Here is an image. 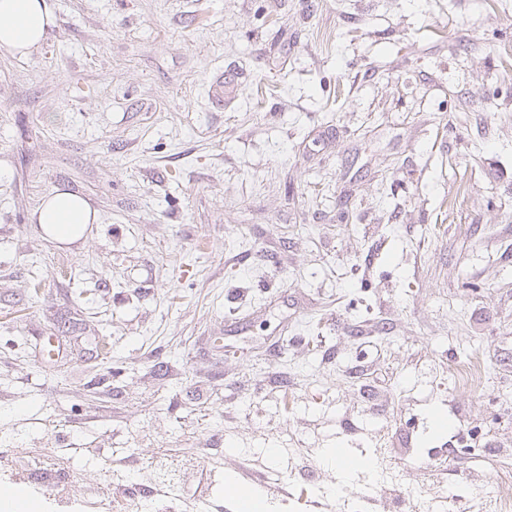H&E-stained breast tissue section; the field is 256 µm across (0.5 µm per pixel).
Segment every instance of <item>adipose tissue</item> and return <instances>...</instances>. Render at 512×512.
I'll list each match as a JSON object with an SVG mask.
<instances>
[{"label":"adipose tissue","instance_id":"ef3b65f1","mask_svg":"<svg viewBox=\"0 0 512 512\" xmlns=\"http://www.w3.org/2000/svg\"><path fill=\"white\" fill-rule=\"evenodd\" d=\"M57 17L51 0H0V54L28 56L47 39ZM45 232L61 243L77 240L85 225L96 222L95 210L67 191H55L36 209Z\"/></svg>","mask_w":512,"mask_h":512}]
</instances>
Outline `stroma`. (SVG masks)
I'll return each mask as SVG.
<instances>
[{
  "label": "stroma",
  "mask_w": 512,
  "mask_h": 512,
  "mask_svg": "<svg viewBox=\"0 0 512 512\" xmlns=\"http://www.w3.org/2000/svg\"><path fill=\"white\" fill-rule=\"evenodd\" d=\"M53 4L0 56V455L318 512L384 424L401 489L416 448L454 495L512 481V0ZM57 189L97 212L70 244ZM34 212L37 224L60 243H72L82 233L85 224L96 222V211L74 193L55 190ZM448 373L459 384L469 387H479L485 374L484 361L480 356H474L466 362L448 364Z\"/></svg>",
  "instance_id": "obj_1"
}]
</instances>
